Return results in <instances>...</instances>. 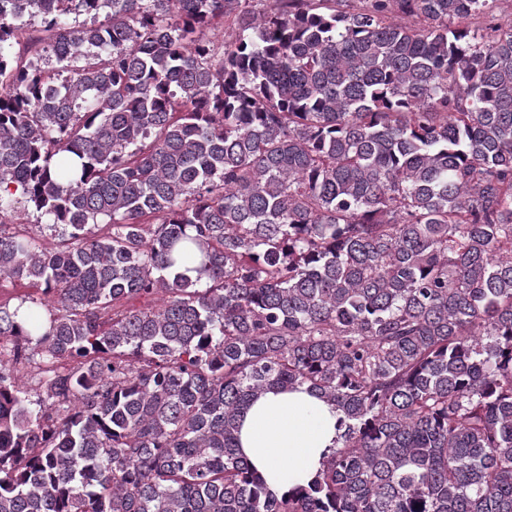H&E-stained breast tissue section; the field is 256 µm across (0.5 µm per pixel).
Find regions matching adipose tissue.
Wrapping results in <instances>:
<instances>
[{"label": "adipose tissue", "instance_id": "obj_1", "mask_svg": "<svg viewBox=\"0 0 512 512\" xmlns=\"http://www.w3.org/2000/svg\"><path fill=\"white\" fill-rule=\"evenodd\" d=\"M340 434L339 415L308 390H270L244 412L239 446L269 489L284 495L320 470Z\"/></svg>", "mask_w": 512, "mask_h": 512}]
</instances>
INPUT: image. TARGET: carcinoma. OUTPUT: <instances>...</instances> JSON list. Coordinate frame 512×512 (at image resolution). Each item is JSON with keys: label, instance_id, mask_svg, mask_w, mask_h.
<instances>
[{"label": "carcinoma", "instance_id": "carcinoma-1", "mask_svg": "<svg viewBox=\"0 0 512 512\" xmlns=\"http://www.w3.org/2000/svg\"><path fill=\"white\" fill-rule=\"evenodd\" d=\"M249 2L0 0V512H512V21ZM302 387L279 498L239 420ZM339 414L305 388L269 390L240 421L239 446L278 497L306 484L341 433Z\"/></svg>", "mask_w": 512, "mask_h": 512}]
</instances>
